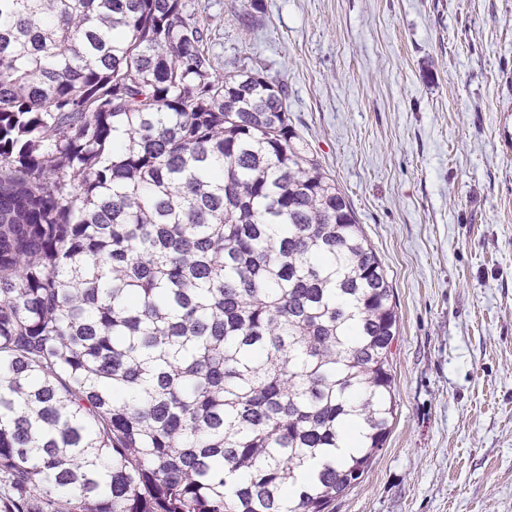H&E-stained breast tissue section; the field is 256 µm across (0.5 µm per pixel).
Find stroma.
I'll use <instances>...</instances> for the list:
<instances>
[{
	"instance_id": "stroma-1",
	"label": "stroma",
	"mask_w": 512,
	"mask_h": 512,
	"mask_svg": "<svg viewBox=\"0 0 512 512\" xmlns=\"http://www.w3.org/2000/svg\"><path fill=\"white\" fill-rule=\"evenodd\" d=\"M335 175L398 306L396 417L328 512H512V0H195Z\"/></svg>"
}]
</instances>
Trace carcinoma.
I'll return each mask as SVG.
<instances>
[{"instance_id": "1", "label": "carcinoma", "mask_w": 512, "mask_h": 512, "mask_svg": "<svg viewBox=\"0 0 512 512\" xmlns=\"http://www.w3.org/2000/svg\"><path fill=\"white\" fill-rule=\"evenodd\" d=\"M208 42L187 0H0L4 512H327L386 443L388 274Z\"/></svg>"}]
</instances>
